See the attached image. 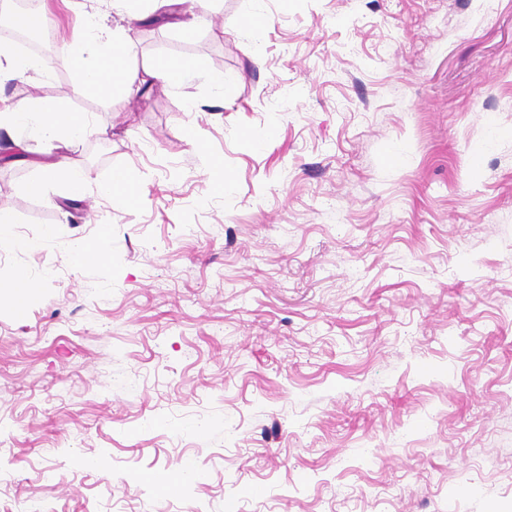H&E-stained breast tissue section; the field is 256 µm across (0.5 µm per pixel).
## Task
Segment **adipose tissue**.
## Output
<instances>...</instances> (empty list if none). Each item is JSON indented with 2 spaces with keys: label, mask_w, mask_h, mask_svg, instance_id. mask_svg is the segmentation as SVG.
<instances>
[{
  "label": "adipose tissue",
  "mask_w": 512,
  "mask_h": 512,
  "mask_svg": "<svg viewBox=\"0 0 512 512\" xmlns=\"http://www.w3.org/2000/svg\"><path fill=\"white\" fill-rule=\"evenodd\" d=\"M126 51L127 35L123 28L110 29L95 18H87L82 34L62 44V60L77 75L72 93L119 91L129 96L137 94L140 84L127 77L121 67ZM204 75L215 85L224 83L223 74L209 71L200 60H160L144 70L146 79L160 80L172 86ZM87 128V119L70 111L60 101L32 98L0 107V130L5 131L13 146L19 149L24 148L28 140L42 139L65 150L84 138ZM41 171L40 179L27 185L28 193L42 194L47 182L63 179L68 184L69 193L79 194L90 180L87 171L71 167L62 156L43 164Z\"/></svg>",
  "instance_id": "ef3b65f1"
}]
</instances>
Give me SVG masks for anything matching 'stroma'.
Wrapping results in <instances>:
<instances>
[{
    "label": "stroma",
    "mask_w": 512,
    "mask_h": 512,
    "mask_svg": "<svg viewBox=\"0 0 512 512\" xmlns=\"http://www.w3.org/2000/svg\"><path fill=\"white\" fill-rule=\"evenodd\" d=\"M39 4L60 38L122 24ZM177 10L194 37L127 26L126 72L200 58L223 87L74 96L58 59L0 87L104 129L67 151L83 194L39 197L53 144L0 131L34 243L0 247V512H512V0ZM115 168L132 193L100 192ZM38 287L39 280L27 270L20 269L14 273L9 288H11L10 305L15 314L17 304L21 302L27 307L30 296Z\"/></svg>",
    "instance_id": "1"
}]
</instances>
